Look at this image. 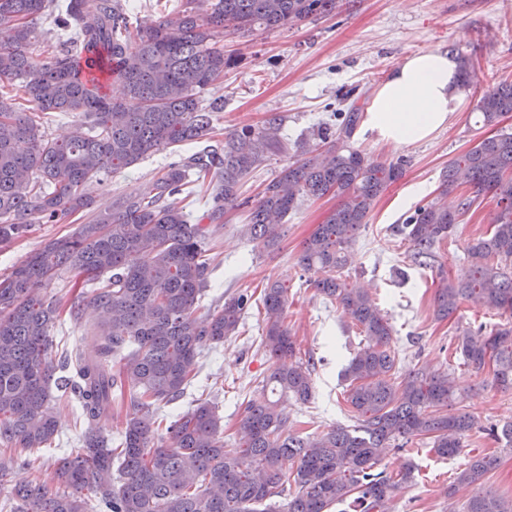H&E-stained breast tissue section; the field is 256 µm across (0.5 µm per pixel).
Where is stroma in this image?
<instances>
[{"mask_svg":"<svg viewBox=\"0 0 512 512\" xmlns=\"http://www.w3.org/2000/svg\"><path fill=\"white\" fill-rule=\"evenodd\" d=\"M218 41L233 63L203 94L207 100L218 96L224 100L223 111L214 115L212 145L223 146L225 134L260 127L275 115L281 120L277 138L284 148L270 153L246 178L240 190L241 206L209 223L206 245L213 259L212 272L198 313L216 311L225 300L266 282L285 283V322L299 345L300 357L311 362V399L305 403L291 399L284 404L289 431L303 435L336 427L351 430L359 424L345 400L348 383L343 371L363 346L365 336L338 304L328 302L310 286L297 264L304 240L337 200L329 195L304 200L289 214L274 248L243 234L248 206L258 200L264 186L300 146L312 143L319 123L329 121L333 112L349 103L369 104L376 86L406 56L455 47L474 60L476 76L466 88L459 112L430 140L392 146L364 128L356 129L354 144L363 153L380 163L403 158L407 165L403 177L379 197L352 243L346 270L352 281L368 288L389 319L399 371L449 374L457 389L455 409L479 416L486 424L512 422V390L497 387L491 369L478 372L464 365L450 344L459 329L479 323L490 329L505 322V314L466 301L446 320L434 315L439 272L459 281L469 278L467 243L490 231L497 212L495 201L484 199L465 214L426 266L413 262L408 240L394 230L417 205L435 197L444 167L477 140L495 135L497 129L479 123L475 106L489 87L512 82V0H343L336 13L290 29L227 31ZM190 152L187 146L164 149L88 183L84 191L93 201L91 209L62 223L33 224L23 238L1 245L0 275L49 239L111 208L116 197L142 193L168 163ZM93 322L89 309L78 320L61 312L51 331L54 352L75 344L94 350ZM263 332L257 308H249L238 335L226 339L217 350L205 352L199 378L184 397L161 406L164 418L173 420L198 398L211 397L224 418V440L233 443L239 436L241 404L261 398V382L273 367L261 348ZM49 412L57 422L56 438L49 449L26 454L24 462L14 465L0 481V512L12 507L16 484L37 480L57 488L55 460L78 446L81 425L76 398L53 400ZM482 456L494 458L495 464L481 480V488L512 498V450L484 431L472 432L461 451L448 458L437 456L427 439L413 440L401 450L388 449L381 467L392 473L409 463L416 468L413 482L400 488L392 504L394 512H464L465 495L451 498L446 491L471 459Z\"/></svg>","mask_w":512,"mask_h":512,"instance_id":"35a3bbf8","label":"stroma"}]
</instances>
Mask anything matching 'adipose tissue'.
Listing matches in <instances>:
<instances>
[{
  "label": "adipose tissue",
  "instance_id": "adipose-tissue-1",
  "mask_svg": "<svg viewBox=\"0 0 512 512\" xmlns=\"http://www.w3.org/2000/svg\"><path fill=\"white\" fill-rule=\"evenodd\" d=\"M464 97L453 56L415 54L406 57L377 88L363 125L390 145L420 142L448 125Z\"/></svg>",
  "mask_w": 512,
  "mask_h": 512
}]
</instances>
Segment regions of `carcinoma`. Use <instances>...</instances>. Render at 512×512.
I'll use <instances>...</instances> for the list:
<instances>
[{"instance_id": "1", "label": "carcinoma", "mask_w": 512, "mask_h": 512, "mask_svg": "<svg viewBox=\"0 0 512 512\" xmlns=\"http://www.w3.org/2000/svg\"><path fill=\"white\" fill-rule=\"evenodd\" d=\"M196 2L180 0L133 33L120 0H0V82L20 81L33 105L28 111L0 91V244L25 236L37 222L59 223L91 208L83 186L101 174L210 135L224 100L204 105L200 94L231 62L217 34L293 27L335 13L343 0H206L203 13ZM39 18L58 32L42 61L33 56ZM102 55L125 98L110 97L84 77L78 61ZM476 111L483 125H498L512 113V83L484 92ZM51 112L82 120L66 138L50 139L42 119ZM359 120L352 108L340 122L320 124L319 143L301 147L266 184L243 225L249 238L270 243L279 230L273 218H286L307 198L338 199L304 241L298 265L319 273L310 285L338 303L366 338L345 369L347 402L361 418L359 427L291 433L280 400L264 396L244 406L241 438L227 448L223 417L213 402L198 399L168 425L170 444L158 443V405L184 395L199 375L204 349L236 335L253 303L263 310L262 349L276 361L262 389L300 401L312 396L309 364L293 360L284 285L266 284L256 300L246 293L231 297L203 319L196 314L211 273L206 226L190 223L177 202L195 182L212 202L206 219L238 206L243 180L266 153L282 150L275 140L278 118L271 116L261 128L225 135L222 152L205 147L171 165L144 193L117 197L111 209L0 276V442L29 450L49 444L57 428L47 406L52 387L64 382L82 421L80 448L57 460L64 490L18 486L12 512H329L347 500L358 505L356 512H388L398 487L414 479L411 465L395 475L378 469L392 443L426 437L437 455L448 457L462 436L480 428L512 447V423L486 426L471 413L452 411L448 375L419 369L395 375L392 325L368 290L344 275L349 246L405 166L403 159L377 163L354 147ZM464 185L471 192L459 193L457 209L449 210L442 199ZM485 196L499 207L493 230L468 242L467 280L440 276V320L465 300L512 311V131L499 130L448 164L437 196L397 227L414 259H429ZM63 268L107 279L87 302L98 317V348L64 351L59 366L70 376L62 380L55 377L50 336L60 302L44 289ZM456 351L477 371L493 367L495 384L512 389V327L489 333L468 327L456 336ZM116 391L128 399L119 444L111 448L98 419ZM493 465L491 458L472 460L458 473L457 488L476 485ZM83 488L94 500L75 494ZM466 512H512V499L477 492Z\"/></svg>"}]
</instances>
